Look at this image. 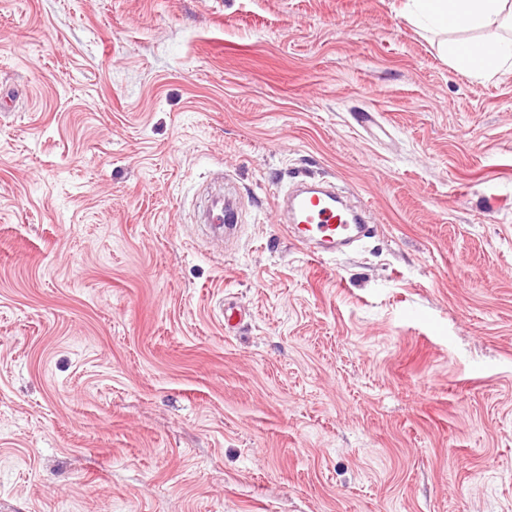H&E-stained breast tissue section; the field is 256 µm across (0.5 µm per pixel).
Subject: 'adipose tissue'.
<instances>
[{"label":"adipose tissue","mask_w":512,"mask_h":512,"mask_svg":"<svg viewBox=\"0 0 512 512\" xmlns=\"http://www.w3.org/2000/svg\"><path fill=\"white\" fill-rule=\"evenodd\" d=\"M402 13L431 30L504 29L505 37L491 44L487 56H478V45L473 41L454 43L448 53L459 71L477 77L512 68V0H405Z\"/></svg>","instance_id":"1"}]
</instances>
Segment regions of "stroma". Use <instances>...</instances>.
I'll return each instance as SVG.
<instances>
[{
    "label": "stroma",
    "instance_id": "stroma-1",
    "mask_svg": "<svg viewBox=\"0 0 512 512\" xmlns=\"http://www.w3.org/2000/svg\"><path fill=\"white\" fill-rule=\"evenodd\" d=\"M399 6L0 0V512H512V70ZM280 206L289 217L287 231L309 256L352 250L371 232L366 211H351L331 185L303 183L284 194Z\"/></svg>",
    "mask_w": 512,
    "mask_h": 512
}]
</instances>
